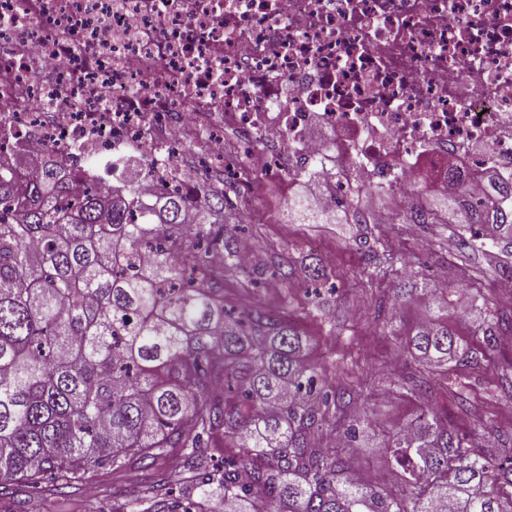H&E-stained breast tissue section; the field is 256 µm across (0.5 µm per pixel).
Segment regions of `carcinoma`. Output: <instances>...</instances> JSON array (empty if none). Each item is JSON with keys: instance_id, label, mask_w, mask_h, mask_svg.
Masks as SVG:
<instances>
[{"instance_id": "1", "label": "carcinoma", "mask_w": 512, "mask_h": 512, "mask_svg": "<svg viewBox=\"0 0 512 512\" xmlns=\"http://www.w3.org/2000/svg\"><path fill=\"white\" fill-rule=\"evenodd\" d=\"M484 203H441L476 237L512 245V182L486 174ZM51 169L20 196L0 175V486L24 482L57 497L106 466L153 467L180 448L179 472L147 488L176 512L170 486L200 491L196 510L224 512H512V468L448 432L433 409L390 436L402 492L362 481L319 434L347 402L324 390L288 319L224 307V269L240 264L224 191L130 185L87 190L66 206ZM307 224L336 220L301 198ZM436 368L474 362L448 323L431 317L407 340ZM358 411L343 431L357 447ZM218 433L239 456L218 467L202 449Z\"/></svg>"}]
</instances>
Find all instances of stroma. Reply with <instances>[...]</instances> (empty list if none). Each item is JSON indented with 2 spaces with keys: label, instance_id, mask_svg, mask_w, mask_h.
<instances>
[{
  "label": "stroma",
  "instance_id": "35a3bbf8",
  "mask_svg": "<svg viewBox=\"0 0 512 512\" xmlns=\"http://www.w3.org/2000/svg\"><path fill=\"white\" fill-rule=\"evenodd\" d=\"M253 205L240 223L238 251L250 254L246 267L224 272V306L240 312L255 308L283 311L308 343L311 367L341 388L356 389L357 402L368 420L357 448H342L354 469L371 474L387 490L401 488V476L381 446L385 436L435 408L448 418L449 430L479 438L497 455L512 456V335L487 346L481 333L493 313L512 310V297L500 293L498 283L512 268V248L481 239L461 252L455 244L462 225L428 220L410 223L412 213L433 204L422 195L398 203L390 195L363 198L367 213L387 211L391 223L303 224L288 213V202L301 195L287 177L259 176L249 190ZM376 254H368V244ZM288 252L296 268L309 256L322 259L335 292L325 295L324 310L313 307L311 283L303 276L279 280L266 277L252 286L255 268L272 267L280 252ZM411 264L423 281L425 295L406 299L393 309L392 291L403 264ZM447 302L435 311L430 300ZM471 348L477 361L446 370L418 364L404 351L405 338L432 313ZM433 386L425 398L406 389L415 378ZM154 472L128 465L105 469L62 501L13 483L0 497V512H92L144 497Z\"/></svg>",
  "mask_w": 512,
  "mask_h": 512
}]
</instances>
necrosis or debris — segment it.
Segmentation results:
<instances>
[{
	"mask_svg": "<svg viewBox=\"0 0 512 512\" xmlns=\"http://www.w3.org/2000/svg\"><path fill=\"white\" fill-rule=\"evenodd\" d=\"M324 198L512 181V0H0V170L191 192L188 141Z\"/></svg>",
	"mask_w": 512,
	"mask_h": 512,
	"instance_id": "obj_1",
	"label": "necrosis or debris"
}]
</instances>
